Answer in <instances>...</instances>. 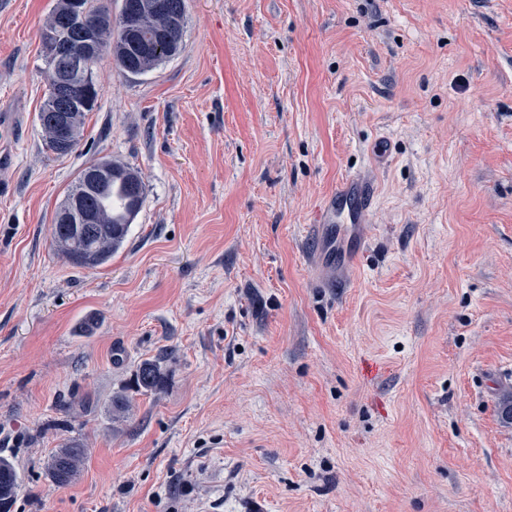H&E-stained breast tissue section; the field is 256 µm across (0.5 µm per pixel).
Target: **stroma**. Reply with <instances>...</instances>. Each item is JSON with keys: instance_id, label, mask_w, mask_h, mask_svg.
I'll use <instances>...</instances> for the list:
<instances>
[{"instance_id": "obj_1", "label": "stroma", "mask_w": 512, "mask_h": 512, "mask_svg": "<svg viewBox=\"0 0 512 512\" xmlns=\"http://www.w3.org/2000/svg\"><path fill=\"white\" fill-rule=\"evenodd\" d=\"M53 4L0 0L12 512H512V0H187L178 56L99 61L64 156L39 121ZM98 159L145 198L79 268L50 228ZM352 174L378 197L346 272L305 227ZM158 357L167 388L113 425ZM107 409L112 413V422H123L129 418L133 411V399L126 392L125 389H121L112 393L107 404ZM86 455V448L76 441L62 444L48 461V477L57 486L69 485L80 472Z\"/></svg>"}]
</instances>
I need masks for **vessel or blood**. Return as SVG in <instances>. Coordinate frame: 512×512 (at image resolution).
<instances>
[{
	"label": "vessel or blood",
	"instance_id": "obj_1",
	"mask_svg": "<svg viewBox=\"0 0 512 512\" xmlns=\"http://www.w3.org/2000/svg\"><path fill=\"white\" fill-rule=\"evenodd\" d=\"M376 195L371 181L362 177H348L337 186L319 207L311 226L324 254H341L344 237L371 223Z\"/></svg>",
	"mask_w": 512,
	"mask_h": 512
}]
</instances>
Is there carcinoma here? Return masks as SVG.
Here are the masks:
<instances>
[{
  "mask_svg": "<svg viewBox=\"0 0 512 512\" xmlns=\"http://www.w3.org/2000/svg\"><path fill=\"white\" fill-rule=\"evenodd\" d=\"M79 7L89 16H99L98 57L110 55L127 73L144 74L177 56L183 49V31L173 32L172 21L186 16V0H161L154 10L142 7V0H122L119 16L132 14L136 18L138 42L130 44L123 35L121 24L103 13L99 0H78ZM42 33H56L60 40L56 51L45 53L48 67L47 98L39 120L47 148L58 153L53 122L57 115H70L71 144L74 150L83 132L87 113L98 104L96 80H86L85 72L76 68L75 58L80 48L81 32L70 24L66 0H55ZM97 164L107 170L106 178L92 187H85L78 176L69 194H82V207L95 217L93 224H53L51 237L55 250L71 265L97 268L112 259L127 238L130 224L144 202V187L137 173L110 160ZM167 379L162 360H145L136 372L135 389L156 394L163 390ZM112 422H122L133 411V399L121 389L112 393L107 404ZM87 452L76 441L56 449L48 461L47 474L59 487L69 485L81 470ZM17 469L10 459L0 456V512H11L19 489Z\"/></svg>",
  "mask_w": 512,
  "mask_h": 512,
  "instance_id": "obj_1",
  "label": "carcinoma"
}]
</instances>
